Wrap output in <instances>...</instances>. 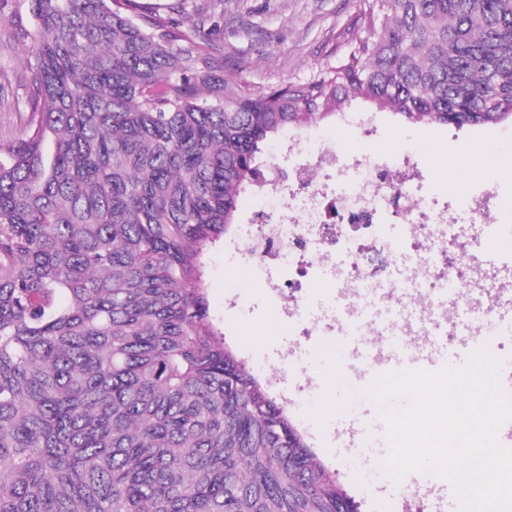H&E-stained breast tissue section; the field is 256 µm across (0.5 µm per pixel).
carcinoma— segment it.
<instances>
[{
  "mask_svg": "<svg viewBox=\"0 0 512 512\" xmlns=\"http://www.w3.org/2000/svg\"><path fill=\"white\" fill-rule=\"evenodd\" d=\"M29 118L0 139V512H340L209 314L206 251L262 145L358 102L512 120V0H366L306 83L243 86L134 0H28Z\"/></svg>",
  "mask_w": 512,
  "mask_h": 512,
  "instance_id": "carcinoma-1",
  "label": "carcinoma"
}]
</instances>
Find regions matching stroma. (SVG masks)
I'll list each match as a JSON object with an SVG mask.
<instances>
[{
    "label": "stroma",
    "instance_id": "stroma-1",
    "mask_svg": "<svg viewBox=\"0 0 512 512\" xmlns=\"http://www.w3.org/2000/svg\"><path fill=\"white\" fill-rule=\"evenodd\" d=\"M361 8V0H224V22L213 34L216 66L248 86L307 81L338 64L365 37V29L356 24ZM22 56V41L9 21L0 20V138L19 134L29 115ZM374 118L376 130L369 136L338 115L289 130L287 136L309 147L329 141L338 152L359 158L410 147L428 173L432 155H447L457 167L456 178H436V185L480 192L495 183L498 219L512 221V122L458 129L404 122L389 111L375 112ZM284 137L265 143L261 170L278 161ZM224 244L211 247L206 259L210 315L250 373L286 407L312 453L335 474L358 512H457L452 488L435 472L410 471L394 479L383 471L390 427L374 437L337 443V428L354 422L360 408L358 386L346 371L348 352L335 337L305 338L289 330L263 286L238 287L243 261L225 260Z\"/></svg>",
    "mask_w": 512,
    "mask_h": 512
}]
</instances>
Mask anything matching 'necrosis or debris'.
Wrapping results in <instances>:
<instances>
[{
  "mask_svg": "<svg viewBox=\"0 0 512 512\" xmlns=\"http://www.w3.org/2000/svg\"><path fill=\"white\" fill-rule=\"evenodd\" d=\"M285 153L297 161L276 175L280 206L257 212L250 236L238 245L239 254L264 269L284 321L307 322L297 296L327 281L334 285L328 302L344 310L343 328L360 336L387 334V326L360 323L358 315L389 298L414 299L417 319L440 336H457L449 312L458 308L476 317L477 335H505L492 311L512 300V284L480 257L496 224L493 192L440 190L407 154L365 162L328 143L300 155L289 146ZM399 250L408 262L392 281L376 279L362 261L369 251Z\"/></svg>",
  "mask_w": 512,
  "mask_h": 512,
  "instance_id": "obj_1",
  "label": "necrosis or debris"
}]
</instances>
